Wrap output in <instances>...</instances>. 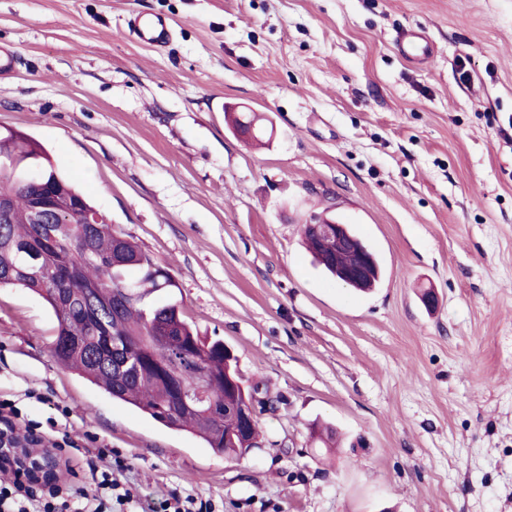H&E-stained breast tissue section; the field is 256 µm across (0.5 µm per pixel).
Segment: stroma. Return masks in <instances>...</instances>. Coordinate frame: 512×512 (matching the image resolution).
Returning <instances> with one entry per match:
<instances>
[{
  "label": "stroma",
  "mask_w": 512,
  "mask_h": 512,
  "mask_svg": "<svg viewBox=\"0 0 512 512\" xmlns=\"http://www.w3.org/2000/svg\"><path fill=\"white\" fill-rule=\"evenodd\" d=\"M137 13L168 47L129 34ZM404 26L429 61L396 50ZM0 48V131L169 267L166 300L275 403L226 458L60 367L47 303L0 288V399L57 447L62 490L107 447L141 499L214 512H512V0H0ZM321 217L378 255L374 293L314 265ZM127 28L136 40L158 48L166 47L173 37L171 26L160 16L131 15ZM394 44L407 58L423 61L430 57V42L421 29L402 27L396 30ZM212 506L208 502L198 501L194 498L186 497L182 499L178 496L161 500H146L141 505V512H213Z\"/></svg>",
  "instance_id": "1"
}]
</instances>
